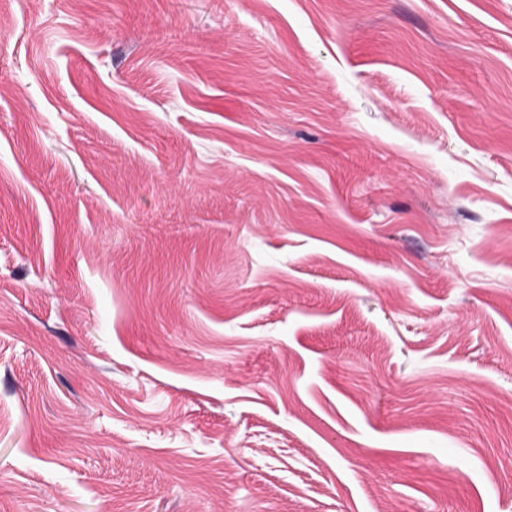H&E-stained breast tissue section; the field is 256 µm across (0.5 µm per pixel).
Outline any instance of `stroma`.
Masks as SVG:
<instances>
[{"label":"stroma","instance_id":"1","mask_svg":"<svg viewBox=\"0 0 512 512\" xmlns=\"http://www.w3.org/2000/svg\"><path fill=\"white\" fill-rule=\"evenodd\" d=\"M0 20V512H512V0Z\"/></svg>","mask_w":512,"mask_h":512}]
</instances>
